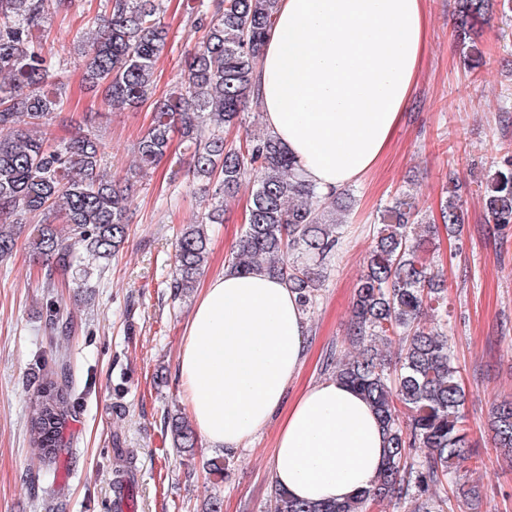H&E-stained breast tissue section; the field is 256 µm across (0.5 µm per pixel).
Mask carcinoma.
I'll use <instances>...</instances> for the list:
<instances>
[{
	"instance_id": "obj_1",
	"label": "carcinoma",
	"mask_w": 512,
	"mask_h": 512,
	"mask_svg": "<svg viewBox=\"0 0 512 512\" xmlns=\"http://www.w3.org/2000/svg\"><path fill=\"white\" fill-rule=\"evenodd\" d=\"M278 2L196 0L194 28L203 31V40L185 60L174 89L151 102L155 65L169 35L162 0H103L83 35V82L113 107L152 106L136 164L121 186L107 171L98 113H82L67 137L53 133L66 91L54 80L56 62L33 33L66 0H0V259L16 248L24 218L35 215L39 222L26 246L44 269V287L54 286L56 272L78 270L88 257L109 263L129 238L130 188L150 176L176 133L190 150L183 177L205 183L212 193L196 220L176 235L173 299L196 287L208 263V225L224 223V201L249 176L246 229L231 269L266 268L287 281L309 311L322 278L317 265L339 244L346 193L319 195L269 133L247 132L235 143L224 138V129L242 122L252 100ZM493 12L511 19L512 0H457V28L469 34ZM448 184L440 218L454 235L463 223L461 185L454 176ZM483 215L487 224H512V157L487 175ZM377 219L352 302L347 341L353 352L329 354L328 366L331 377L375 410L388 441L385 466L370 489L344 503L300 502L275 487L273 512H367L386 501L406 503L409 512L479 508L480 486L458 478L461 466L477 455L458 362L441 323L426 319L429 312L448 317L447 285L434 264L438 225L405 194ZM379 343L398 345L393 366H385ZM55 367L57 380L37 389L29 420L30 443L49 462L57 459L52 449L65 447L63 426L72 415L70 364L60 358ZM488 427L495 452L512 455V401L493 407ZM164 428L177 452L198 447L196 431L178 412L165 415Z\"/></svg>"
}]
</instances>
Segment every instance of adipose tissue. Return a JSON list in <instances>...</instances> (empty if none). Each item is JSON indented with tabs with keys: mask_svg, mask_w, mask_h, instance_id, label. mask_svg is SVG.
<instances>
[{
	"mask_svg": "<svg viewBox=\"0 0 512 512\" xmlns=\"http://www.w3.org/2000/svg\"><path fill=\"white\" fill-rule=\"evenodd\" d=\"M423 0H279L256 71L268 131L317 191L371 171L416 82ZM298 297L263 269L225 271L201 289L176 369L183 402L215 448H242L280 425L273 480L299 501L342 502L374 482L387 448L380 421L351 387L329 379L286 403L304 357Z\"/></svg>",
	"mask_w": 512,
	"mask_h": 512,
	"instance_id": "ef3b65f1",
	"label": "adipose tissue"
}]
</instances>
